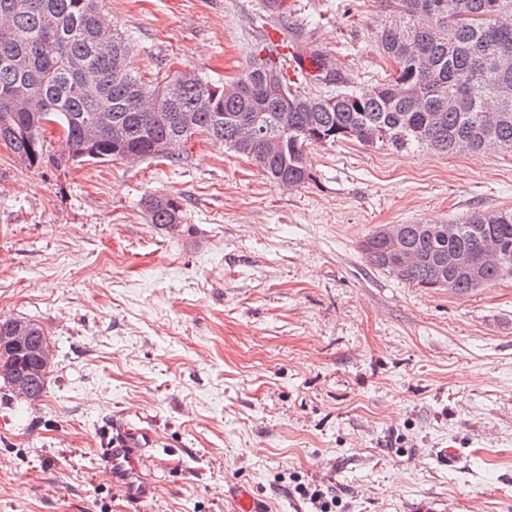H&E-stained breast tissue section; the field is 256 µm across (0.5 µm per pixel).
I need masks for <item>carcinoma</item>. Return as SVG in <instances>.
Segmentation results:
<instances>
[{
  "mask_svg": "<svg viewBox=\"0 0 512 512\" xmlns=\"http://www.w3.org/2000/svg\"><path fill=\"white\" fill-rule=\"evenodd\" d=\"M379 46L393 64L370 90L351 86L308 93L274 59L254 52L243 72L217 87L185 73L166 84L146 82L131 64L126 37L112 29L98 0H0V142L30 166L106 162L130 157L180 160L184 144L202 134L254 162L288 187L311 178L306 148L354 138L397 152L451 155L499 150L512 157V0H392ZM312 79L331 83L320 53ZM278 77L269 87L267 74ZM178 87L173 102L165 92ZM212 99L201 111V96ZM288 116V125L282 117ZM57 126L63 145L47 153ZM95 127L94 141L86 131ZM277 140L271 150L267 140ZM150 223L175 230L181 205L165 195L142 200ZM446 224H405L392 241L375 230L361 243L367 261L422 288L466 295L512 277V211H475ZM407 257L404 268L397 256ZM480 264L478 277L457 261ZM24 366L22 354L0 350V378ZM52 369L16 398L39 400Z\"/></svg>",
  "mask_w": 512,
  "mask_h": 512,
  "instance_id": "1",
  "label": "carcinoma"
}]
</instances>
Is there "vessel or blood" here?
<instances>
[{
	"label": "vessel or blood",
	"instance_id": "b4317fda",
	"mask_svg": "<svg viewBox=\"0 0 512 512\" xmlns=\"http://www.w3.org/2000/svg\"><path fill=\"white\" fill-rule=\"evenodd\" d=\"M144 422L137 411L114 417L100 461L109 472L114 489L133 502L154 499L158 492L155 481L148 476L155 463L150 449L156 437Z\"/></svg>",
	"mask_w": 512,
	"mask_h": 512
}]
</instances>
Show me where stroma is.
I'll use <instances>...</instances> for the list:
<instances>
[{
  "label": "stroma",
  "instance_id": "obj_1",
  "mask_svg": "<svg viewBox=\"0 0 512 512\" xmlns=\"http://www.w3.org/2000/svg\"><path fill=\"white\" fill-rule=\"evenodd\" d=\"M130 58L222 84L268 29L367 90L390 65V0H101ZM270 182L194 136L182 160L31 167L0 143V316L32 319L55 360L44 396L0 386V512H512V277L467 295L375 269L378 226L512 210V158L414 155L354 139ZM185 222L150 223L141 198ZM158 438L154 500L98 467L113 415ZM458 449L453 462L444 449ZM151 224H157L165 229L177 230L183 223L181 205L165 195L149 194L142 200Z\"/></svg>",
  "mask_w": 512,
  "mask_h": 512
}]
</instances>
